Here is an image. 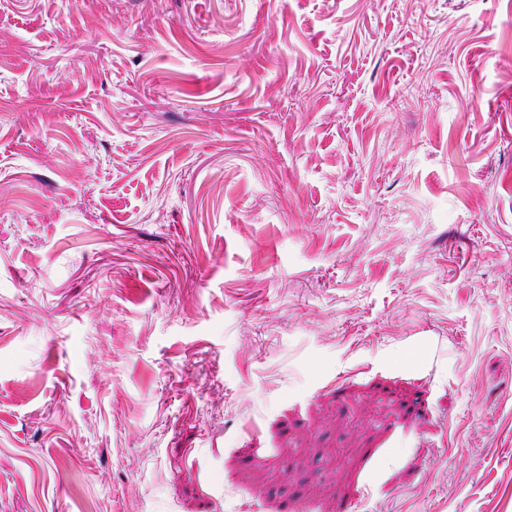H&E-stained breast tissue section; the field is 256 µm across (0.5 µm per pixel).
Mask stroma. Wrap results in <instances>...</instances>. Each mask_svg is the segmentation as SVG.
Instances as JSON below:
<instances>
[{"mask_svg": "<svg viewBox=\"0 0 512 512\" xmlns=\"http://www.w3.org/2000/svg\"><path fill=\"white\" fill-rule=\"evenodd\" d=\"M512 512V0H0V512Z\"/></svg>", "mask_w": 512, "mask_h": 512, "instance_id": "stroma-1", "label": "stroma"}]
</instances>
